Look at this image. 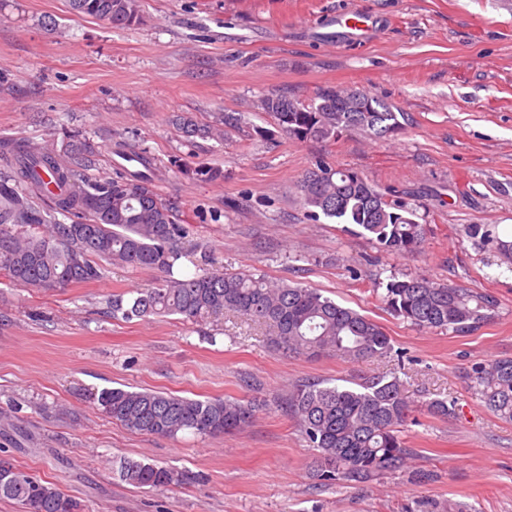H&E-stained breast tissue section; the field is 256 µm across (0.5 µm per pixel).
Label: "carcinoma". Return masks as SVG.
Segmentation results:
<instances>
[{
	"label": "carcinoma",
	"instance_id": "1",
	"mask_svg": "<svg viewBox=\"0 0 512 512\" xmlns=\"http://www.w3.org/2000/svg\"><path fill=\"white\" fill-rule=\"evenodd\" d=\"M72 11L96 20L108 14L112 27L139 23V0H70ZM361 109L349 108L345 92L318 91L310 103L279 94L262 101L277 132L288 139L334 142L360 130L387 137L401 129L398 113L362 91ZM242 116L220 113L210 125L190 116L179 118L188 136L221 138L224 126ZM86 142L66 152L28 143L4 145L0 158V274L24 288L46 291L101 279L105 264L154 269L165 274L152 288L136 295L112 296V317L146 320L178 315L205 324L237 313L264 325L271 342L291 354H323L359 361L384 358L393 351L384 328L358 310L339 304L316 288L273 282L248 271L213 270L174 276L188 227L175 204L153 189L150 175L89 176L76 157L88 153ZM298 193L307 216L352 225L388 254L418 252L425 225L414 219L407 202L390 198L361 173L331 165L322 157L302 175ZM72 219L66 224L60 217ZM381 301L394 316L419 330L466 332L484 323L498 307L490 292L405 275L389 277ZM466 389L500 418L512 421V357L475 361L464 368ZM112 420L146 435L176 437L191 431L221 436L247 426L254 409L239 399L208 400L106 387L92 394ZM285 410L316 451L314 472L324 484L356 485L406 466L413 450L403 429L416 404L397 376H378L342 383L301 380L282 399ZM428 411L446 419L455 401L437 399ZM119 477L135 487L161 489L179 481L167 467L142 460L120 461ZM0 499L15 502L20 512H84L75 497L54 484L0 457Z\"/></svg>",
	"mask_w": 512,
	"mask_h": 512
}]
</instances>
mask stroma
Here are the masks:
<instances>
[{"mask_svg": "<svg viewBox=\"0 0 512 512\" xmlns=\"http://www.w3.org/2000/svg\"><path fill=\"white\" fill-rule=\"evenodd\" d=\"M143 21L115 29L69 0H0V141L94 147L89 175L111 176L116 146L150 160L155 191L190 228L180 269H247L370 316L392 339L386 359H307L270 345L250 321L195 325L175 315L115 319L112 295L158 282L156 270L108 267L61 291L0 276V450L87 512H512V422L465 389L475 360L512 357V0H140ZM372 16L355 43L323 38L328 17ZM363 90L403 113L399 133L336 142L281 137L262 109L277 93ZM243 120L220 139L175 123L214 113ZM353 168L409 202L426 235L419 253L386 254L369 237L307 218L296 185L317 156ZM219 171L212 179L208 170ZM485 225L488 242L462 237ZM488 291L492 317L465 333L421 331L373 291L391 274ZM397 375L420 401L452 399L440 420L417 410L408 468L366 486H324L313 451L276 405L298 380ZM125 385L258 403L250 426L201 437L143 435L106 417L90 392ZM133 458L184 472L161 490L128 485Z\"/></svg>", "mask_w": 512, "mask_h": 512, "instance_id": "35a3bbf8", "label": "stroma"}]
</instances>
